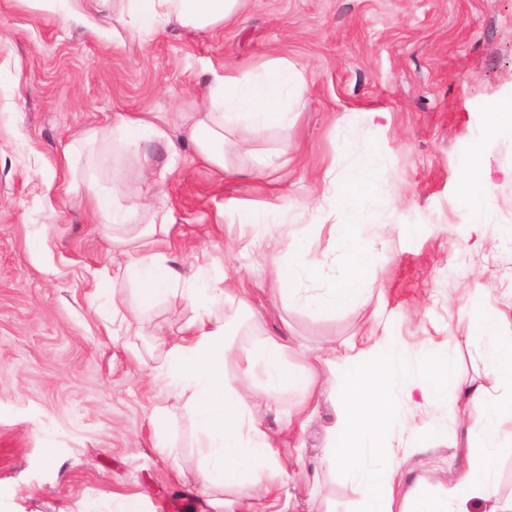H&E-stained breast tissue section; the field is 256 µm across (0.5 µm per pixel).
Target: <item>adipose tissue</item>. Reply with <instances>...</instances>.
<instances>
[{"instance_id": "adipose-tissue-1", "label": "adipose tissue", "mask_w": 512, "mask_h": 512, "mask_svg": "<svg viewBox=\"0 0 512 512\" xmlns=\"http://www.w3.org/2000/svg\"><path fill=\"white\" fill-rule=\"evenodd\" d=\"M40 9L58 13L91 31H98L99 16L111 18L113 29L107 39L128 34L142 40L158 36L171 27L202 34L223 27L242 15L247 0H35ZM306 83L305 71L284 58L260 63L254 69L225 70L214 77L195 121L186 137L202 158L221 171H228L227 155L252 145L269 129L288 134L290 109L299 104ZM113 132L123 143L135 147L141 139L159 142L168 135L146 114H117ZM382 154L366 148L345 178L335 168L325 173L326 189L299 203L301 213L328 214L351 208L354 221L331 224L328 238L344 253L339 274L328 277L316 259L317 237L305 244L296 239L274 240L265 258L268 276L278 287L287 307L333 312L365 301L373 290L366 270L367 258L376 250L389 248L398 227L385 225L383 233H370V216L395 204V193L381 184L377 171ZM156 233L148 226L135 235L134 254L124 275L132 284L135 305L124 300L112 302L110 327L123 328L132 310L145 311L173 290L199 313L184 336L173 343L158 368L160 376L179 392L188 395L197 426L204 432L205 463L201 470L203 488L234 483L240 501L251 504L259 492H279V512H294V495L285 488V468L258 411L249 402L247 389L227 385L224 366L227 350L224 338L228 325L211 316L209 309L229 295L227 279L201 283L182 277L162 252L150 243ZM479 334L489 342L483 351L485 378L464 381L453 357L440 355L419 365L395 345L357 347L349 341L316 353L315 358L336 377L333 393L341 414L323 450V462L347 473L367 502L366 512H469L471 500H480L484 512H512V500L501 499L497 487L496 448L501 413H512V336L500 331L497 313L484 311L474 316ZM239 359L247 368H261L262 388L270 401L282 394L298 393L291 410L281 413L286 430L305 424L312 409L311 380L306 366L290 362L286 347L276 340L243 349ZM459 392L458 414L466 420L467 462L458 467L452 480L427 479L425 486L406 485L397 449L388 443L387 425L401 423L417 428L418 408L400 407L392 391L418 388L425 401L439 400L448 385ZM479 423H471L472 414ZM388 459L386 470L373 468L369 459L376 452Z\"/></svg>"}]
</instances>
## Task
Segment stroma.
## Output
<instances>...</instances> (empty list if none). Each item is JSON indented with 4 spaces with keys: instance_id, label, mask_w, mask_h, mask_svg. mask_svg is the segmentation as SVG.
Returning a JSON list of instances; mask_svg holds the SVG:
<instances>
[{
    "instance_id": "35a3bbf8",
    "label": "stroma",
    "mask_w": 512,
    "mask_h": 512,
    "mask_svg": "<svg viewBox=\"0 0 512 512\" xmlns=\"http://www.w3.org/2000/svg\"><path fill=\"white\" fill-rule=\"evenodd\" d=\"M273 58L306 71L294 133L267 131L254 156L236 158L240 175L221 176L185 130L214 74ZM496 99L512 100V0H249L216 33L123 45L33 0H0V512H123L132 499L141 512L240 510L234 486L202 488L204 435L186 398L153 376L191 309L172 296L141 312L131 333L106 331L111 299H133L129 257L110 241L129 227L173 225L162 250L183 276L236 278V297L213 310L233 327L228 385L242 377L237 352L265 337L300 350L368 333L415 358L453 354L462 378H482L473 314L499 311L512 331V130L481 140ZM118 112L150 114L167 143L145 139L131 153L112 136ZM83 132L91 139L68 169L63 150ZM368 141L386 156L380 179L403 197L372 221L405 233L371 257L366 301L330 314L284 310L266 289V246L238 212L279 203L282 236L316 233L319 216L294 203ZM171 150L178 163L163 168ZM267 155L276 166L260 170ZM475 167L490 187L478 250L460 198ZM92 190L114 197L126 226L98 222ZM146 196L156 213L137 210ZM454 403L423 406L420 429L405 437L409 479H447L464 462ZM159 407L161 436L151 422ZM339 415L337 400L321 397L279 449L298 497L322 512H360L351 480L321 462Z\"/></svg>"
}]
</instances>
